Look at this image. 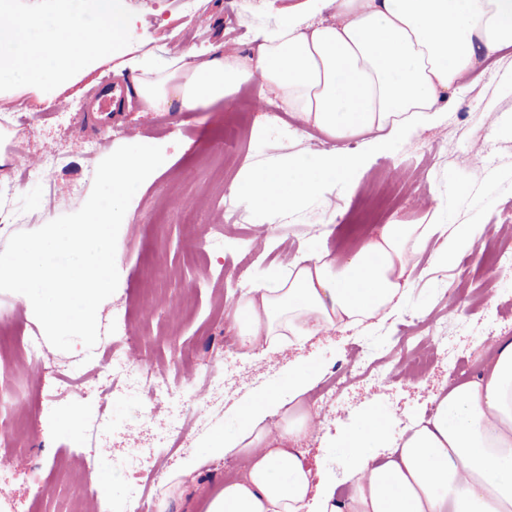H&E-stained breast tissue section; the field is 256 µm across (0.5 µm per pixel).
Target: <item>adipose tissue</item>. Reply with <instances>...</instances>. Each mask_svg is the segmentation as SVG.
<instances>
[{
	"mask_svg": "<svg viewBox=\"0 0 512 512\" xmlns=\"http://www.w3.org/2000/svg\"><path fill=\"white\" fill-rule=\"evenodd\" d=\"M270 21L250 61L214 49L158 68L138 42L126 0H0V105L24 91L60 94L110 66L132 76L149 110L190 112L257 80L302 125L333 140L315 168L283 153L244 164L233 187L257 216V228L282 223L315 198L321 182L358 180L370 155L427 129L454 101L464 80L492 54L512 47V0H266ZM363 139L351 152L344 141ZM441 202L429 220H393L355 251L336 258L303 254L288 275L272 274L237 304L234 327L245 351H268L284 335L315 336L368 326L394 314L409 283L408 253L439 235L445 263L470 249L468 225L447 227ZM305 374L287 396L262 395L238 435L207 443L209 454L236 452L242 468L207 495L202 512H512V339L500 340L481 377L437 398L432 416L404 431L385 462L386 424L365 413L344 440L354 463L344 495L332 480L314 481L301 437L313 415L302 398ZM283 410L275 424L271 411Z\"/></svg>",
	"mask_w": 512,
	"mask_h": 512,
	"instance_id": "obj_1",
	"label": "adipose tissue"
}]
</instances>
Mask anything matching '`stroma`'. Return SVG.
Wrapping results in <instances>:
<instances>
[{
  "instance_id": "1",
  "label": "stroma",
  "mask_w": 512,
  "mask_h": 512,
  "mask_svg": "<svg viewBox=\"0 0 512 512\" xmlns=\"http://www.w3.org/2000/svg\"><path fill=\"white\" fill-rule=\"evenodd\" d=\"M139 19L145 48L167 58L186 52L200 54L221 46L244 57L254 55L257 32L265 17L260 0H196L192 13L182 11L179 0H126ZM113 74L98 69L82 80L77 95H62L42 105L25 94L6 109L8 123L0 122V150L11 152L22 144L28 160L47 159L52 166L42 176L19 181L16 165H0V210L22 215L24 225L0 223V250L19 230L39 229L47 222L77 211L89 197L97 165L123 145L167 144L169 163L154 180L141 185L130 203V217L121 226L116 250L118 287L106 302L99 321V339L93 348L74 344L64 352L48 347L51 365L25 368L14 348L26 340L34 320L24 303L11 293L0 292V306L8 317L0 322V345L10 354L0 357V394L6 406L0 410L12 444L15 477L12 486L0 490V512H100L109 502L112 512H129L140 487L132 474L112 465L114 450L136 445V438L115 434L111 444L98 451L97 475L105 480L99 498L84 494L87 474L75 455L86 447L88 431L101 416L122 425L134 420L151 422L165 413L162 400L144 392L114 393L106 402L95 396L109 387L105 373L86 375L68 396L48 408L47 398L61 385V375L72 374L87 354L103 355L123 345L126 328L138 331L141 340L133 354L144 367L168 373L184 384H201L207 368L224 371L229 356H238L240 374L226 373L224 394L218 400L190 405L188 427L171 448H146L144 468L158 469L160 477L148 488L153 512H196L194 491H211L229 469L241 466L237 453L211 456L205 451L215 433L232 436L243 424L247 406L262 393L287 390L288 376L306 370L314 381L305 396L309 410H316L319 389L336 377L366 349L384 357L390 376L388 389L379 390L351 381L342 403L330 412L324 425L301 445L312 469L343 480L351 459L342 442L364 411L389 412L388 435L398 441L403 430L432 413V398L478 377L480 367L462 372L464 360L495 353L498 338L512 337V269H490L482 256L488 245L512 248V48L492 55L447 112L427 130L373 156L358 182L342 178L324 180L322 197L309 203L287 223L276 224L275 248L252 247L250 232L256 217L245 201L237 208L243 218L224 216L223 189L231 188L245 162L260 163L285 152L305 163H315L333 141L314 130L300 131L298 123L282 113L281 125L258 137L254 128L264 119L258 85L241 84L230 98L194 112H146L139 101L119 112L92 111L91 94ZM235 123L249 135L237 146L225 143L224 127ZM490 160H483L484 151ZM486 161L488 174L473 182L472 165ZM385 195L389 201L378 211L377 225L398 219L420 222L423 204L440 197L445 224H469L482 228L469 253L472 263L459 269L457 262L438 263L444 240L434 236L409 256L410 286L395 315L369 330L342 328L310 339L287 337L282 349L244 357L233 311L248 288L263 281L270 271H287L302 251H330L343 256L356 249L359 239L350 237L355 223L371 198ZM334 223L326 239L312 237L314 224ZM221 246H213V237ZM195 261L185 265L186 252ZM153 289L156 309L143 318L144 289ZM423 323V336L442 332L454 341L453 356H436L429 373L417 385L405 381L401 368L405 354L400 338L412 320ZM78 418L77 433L59 427L67 414ZM200 461L182 498L166 490L189 459Z\"/></svg>"
}]
</instances>
